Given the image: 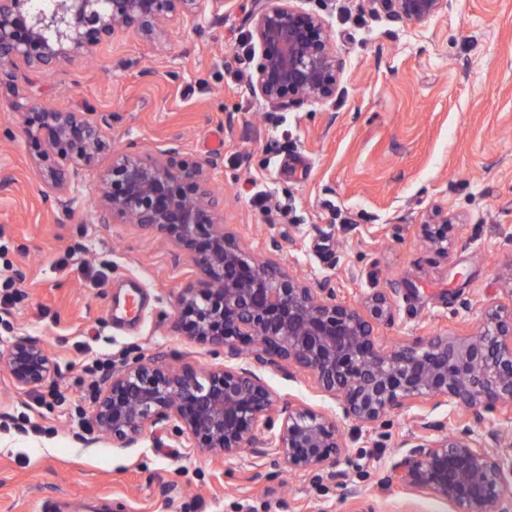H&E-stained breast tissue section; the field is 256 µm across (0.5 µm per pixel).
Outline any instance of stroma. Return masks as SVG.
I'll return each instance as SVG.
<instances>
[{"instance_id": "35a3bbf8", "label": "stroma", "mask_w": 512, "mask_h": 512, "mask_svg": "<svg viewBox=\"0 0 512 512\" xmlns=\"http://www.w3.org/2000/svg\"><path fill=\"white\" fill-rule=\"evenodd\" d=\"M300 5L325 15L344 63L323 104L281 112L247 92L252 52L239 38L251 0H226L219 23L204 0L202 18L173 25L166 44L119 36L88 60L31 74L23 94L111 115V149L175 144L197 160L220 157L212 178L225 230L313 286L352 300L390 290L394 318L375 327L382 341L477 332L484 305L512 302L501 279L512 265V0H453L418 25L374 0ZM111 160L103 154L79 174L62 212L42 196L46 164L13 97L0 96V177L10 179L0 187V279L21 287L0 306V351L26 336L57 369L21 390L0 365V512H41L58 497H110L131 512H346L352 488L377 512H451L392 476L418 433L412 410L362 428L339 419L346 451L316 484L288 465L216 457L155 428L130 448L79 441L106 383L86 372L93 359L222 362L174 327L178 295L199 279L190 260L157 234L95 216ZM439 210L455 218L444 256L420 233ZM135 293L142 314L130 321L121 310ZM266 379L281 402L335 406L302 374ZM50 388L57 400L40 402Z\"/></svg>"}]
</instances>
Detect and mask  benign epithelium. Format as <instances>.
<instances>
[{
	"label": "benign epithelium",
	"instance_id": "obj_1",
	"mask_svg": "<svg viewBox=\"0 0 512 512\" xmlns=\"http://www.w3.org/2000/svg\"><path fill=\"white\" fill-rule=\"evenodd\" d=\"M298 0H255L250 36L258 54L249 91L277 110L336 95L342 62L327 19ZM390 15L421 23L452 0H376ZM201 0H0V95L18 96L31 72L48 74L127 33L163 43L171 26L198 17ZM28 133L44 141L48 169L43 195L66 210L71 183L108 149L109 117L90 105L78 110L17 103ZM204 161L177 147L155 154H112L101 171L94 208L102 224L131 221L162 234L200 273V286L177 299L179 322L194 338L222 352L224 363L172 370L136 360L112 371L98 394L93 422L98 437L116 448L135 445L148 427L170 424L192 447L231 456L243 449L259 461L281 463L314 482L346 450L336 417L303 402L280 403L267 370L307 373L346 419L371 426L393 411L446 404L456 412L451 433L426 413L422 435L391 466L411 494L444 500L453 512H512V473L501 436L479 433L484 413L512 411V307L490 306L480 331L438 334L385 345L374 326L394 317L383 289L356 303L334 288H314L271 258L246 252L224 231L223 208ZM453 225H421L436 251L448 253ZM249 362H241L243 355ZM0 362L14 384L45 383L56 370L45 349L17 337Z\"/></svg>",
	"mask_w": 512,
	"mask_h": 512
}]
</instances>
